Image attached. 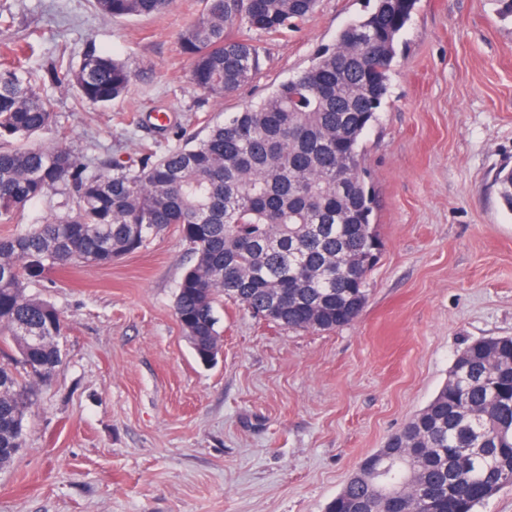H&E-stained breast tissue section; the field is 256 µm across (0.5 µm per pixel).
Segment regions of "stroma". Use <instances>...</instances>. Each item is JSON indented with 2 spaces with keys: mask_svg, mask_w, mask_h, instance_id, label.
<instances>
[{
  "mask_svg": "<svg viewBox=\"0 0 512 512\" xmlns=\"http://www.w3.org/2000/svg\"><path fill=\"white\" fill-rule=\"evenodd\" d=\"M203 9L175 0L106 20L90 0H0L30 67L87 43L134 73L124 99L77 106L42 89L57 123L34 137L81 161L137 163L263 99L364 11L318 0L297 31L264 43L248 85L203 100L177 37ZM168 113L156 131L146 113ZM364 166L382 242L368 303L334 331L283 329L216 307L220 352L201 364L174 313L191 264L170 227L106 267L51 272L35 291L69 329L39 386L22 450L0 468V512H323L359 465L423 409L467 343L512 336V212L494 178L512 169V22L489 0H417L397 44Z\"/></svg>",
  "mask_w": 512,
  "mask_h": 512,
  "instance_id": "1",
  "label": "stroma"
}]
</instances>
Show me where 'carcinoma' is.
Wrapping results in <instances>:
<instances>
[{"instance_id": "1", "label": "carcinoma", "mask_w": 512, "mask_h": 512, "mask_svg": "<svg viewBox=\"0 0 512 512\" xmlns=\"http://www.w3.org/2000/svg\"><path fill=\"white\" fill-rule=\"evenodd\" d=\"M317 0H203L178 37L196 89L236 93L261 69V38L299 29ZM174 0H92L106 19L148 17ZM416 0H373L336 42L264 100L234 112L181 148L144 154L137 169H90L67 147H19L55 123L40 78L25 70L29 43L0 66V224L61 191L64 211L0 236V336L17 356L0 361V468L22 448L37 389L62 362L66 323L31 280L69 266L104 267L176 226L196 256L177 285L174 312L197 358L219 348L215 306L258 313L279 302L272 323L332 331L355 321L368 300L365 265L378 238L377 202L363 175L364 139L388 94L396 44ZM49 81L80 104L123 97L133 71L89 47L78 64L58 59ZM494 183L512 209V170ZM391 458L373 478L356 472L325 512H474L512 485V336L477 339L457 354L448 381L391 436Z\"/></svg>"}]
</instances>
